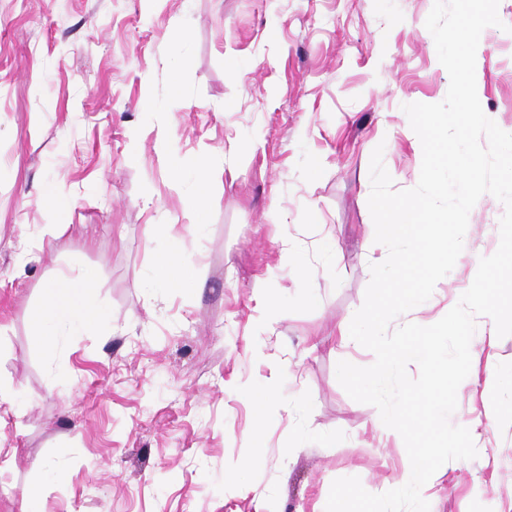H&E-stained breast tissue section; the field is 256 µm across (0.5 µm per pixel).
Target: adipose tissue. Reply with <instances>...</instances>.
Wrapping results in <instances>:
<instances>
[{
    "mask_svg": "<svg viewBox=\"0 0 512 512\" xmlns=\"http://www.w3.org/2000/svg\"><path fill=\"white\" fill-rule=\"evenodd\" d=\"M196 278L195 267L175 251L161 256L154 269L155 283L161 288H185L194 284ZM95 291L96 278L90 273L74 280L62 278L45 288L44 304L32 316L35 332L45 349H55L59 327H92L102 321Z\"/></svg>",
    "mask_w": 512,
    "mask_h": 512,
    "instance_id": "adipose-tissue-1",
    "label": "adipose tissue"
}]
</instances>
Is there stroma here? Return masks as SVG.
I'll return each instance as SVG.
<instances>
[{
    "instance_id": "obj_1",
    "label": "stroma",
    "mask_w": 512,
    "mask_h": 512,
    "mask_svg": "<svg viewBox=\"0 0 512 512\" xmlns=\"http://www.w3.org/2000/svg\"><path fill=\"white\" fill-rule=\"evenodd\" d=\"M433 0H0V512H512V335L461 383L452 424L493 414L478 456L419 494L392 482L401 438L339 384L336 343L385 260L368 207L383 147L394 189L416 186L404 105L444 100L425 21ZM482 33V108L512 128V0ZM185 162L208 150L201 229L171 189L159 135ZM139 158L131 160V145ZM66 214L42 205L48 190ZM503 204L483 195L470 245L396 325L434 324L499 246ZM56 236L43 241L45 225ZM170 227L194 288H156ZM335 259L321 260L324 234ZM308 276H295L294 263ZM97 276L101 325L62 328L48 352L33 312L56 279ZM275 388L263 418L245 393Z\"/></svg>"
}]
</instances>
